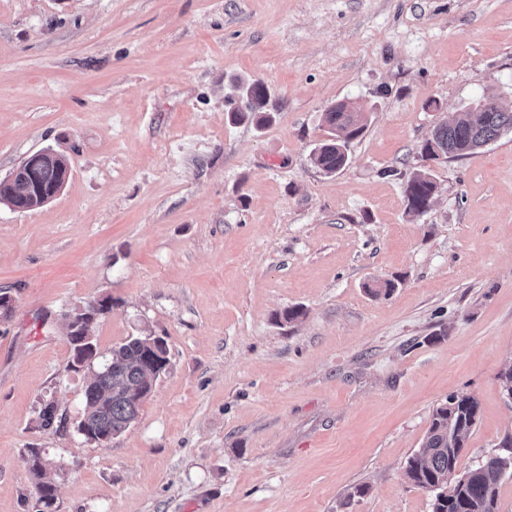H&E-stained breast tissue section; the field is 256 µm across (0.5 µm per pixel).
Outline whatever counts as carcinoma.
Instances as JSON below:
<instances>
[{"instance_id":"obj_1","label":"carcinoma","mask_w":512,"mask_h":512,"mask_svg":"<svg viewBox=\"0 0 512 512\" xmlns=\"http://www.w3.org/2000/svg\"><path fill=\"white\" fill-rule=\"evenodd\" d=\"M242 108L235 111L237 118L249 116L263 126L272 119L268 112L269 93L259 81L241 84L239 93ZM476 110L479 117L471 119V110L463 109L457 115L438 125L420 147L425 161L462 158L494 142L504 132L512 131V111L502 109L492 100L482 99ZM364 113L347 102H338L323 112V122L329 129V139L315 147L311 160L324 174L333 175L349 160L348 146L359 137L365 127ZM34 171L40 188L51 190L64 185L68 178L67 159L57 154L42 157L36 153L24 160V166L11 180H0V203L20 211L41 206L37 191L29 187V171ZM436 184L430 170H419L409 175L405 197L410 210L426 212L431 204ZM112 310L109 299L93 303L74 312L73 322L81 333L69 336L73 355L81 357L89 347L84 338L92 336V324ZM167 350L153 344L149 336L130 338L112 349L85 390V409L80 428L87 435L115 437L123 433L135 420L141 404L140 391L148 384L147 360ZM479 402L473 396L452 395L432 412L422 446L407 460L405 479L414 487L433 494L432 512H500L499 486L508 469H512V455H490L467 470L459 471V461L466 448L467 438L475 426ZM29 466L38 479V502L49 508L55 501V486L42 480L40 453L31 449Z\"/></svg>"}]
</instances>
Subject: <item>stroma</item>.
<instances>
[{"mask_svg":"<svg viewBox=\"0 0 512 512\" xmlns=\"http://www.w3.org/2000/svg\"><path fill=\"white\" fill-rule=\"evenodd\" d=\"M241 79L268 125L232 119ZM487 96L512 110V0H0V180L70 167L0 204V512H36L32 448L49 512H432L404 469L437 405L480 404L461 467L512 437V131L432 164L425 213L404 184ZM339 101L366 129L328 176ZM104 298L99 354L155 336L169 365L97 444L66 331ZM364 113L347 102H338L323 112V122L329 129V139L311 153V160L324 174L333 175L349 160L348 146L365 127ZM38 152L31 154L17 167L19 172L15 177L17 169L12 172L10 175V178L14 177L12 180H0V203L13 209L28 211L42 206L59 194L61 189L50 194H40L41 202L37 191L34 188H29L30 169H33L35 173L38 186L46 190L62 187L68 178V161L63 155L42 157L37 154ZM29 466L32 474L39 480L36 486L38 492V502L44 508H50L55 501L56 489L52 483L41 480L43 478L41 457L40 453L34 448L30 450Z\"/></svg>","mask_w":512,"mask_h":512,"instance_id":"1","label":"stroma"}]
</instances>
